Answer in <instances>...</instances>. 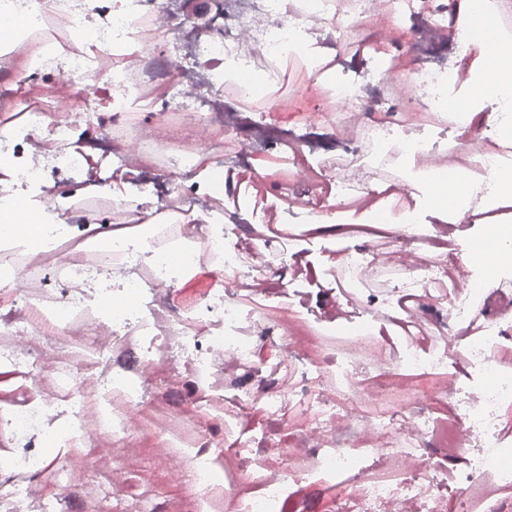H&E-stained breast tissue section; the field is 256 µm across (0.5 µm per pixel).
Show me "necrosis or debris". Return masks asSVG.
Listing matches in <instances>:
<instances>
[{"instance_id":"necrosis-or-debris-1","label":"necrosis or debris","mask_w":512,"mask_h":512,"mask_svg":"<svg viewBox=\"0 0 512 512\" xmlns=\"http://www.w3.org/2000/svg\"><path fill=\"white\" fill-rule=\"evenodd\" d=\"M507 11L0 0V512H512ZM458 203L453 198H448V191H441L432 200H428L422 214V222L431 224L435 219L448 217V214L456 210ZM496 237L497 231L491 225L476 232L462 231L456 235L455 247L460 257L468 256L471 261L478 259L481 253L494 243Z\"/></svg>"}]
</instances>
